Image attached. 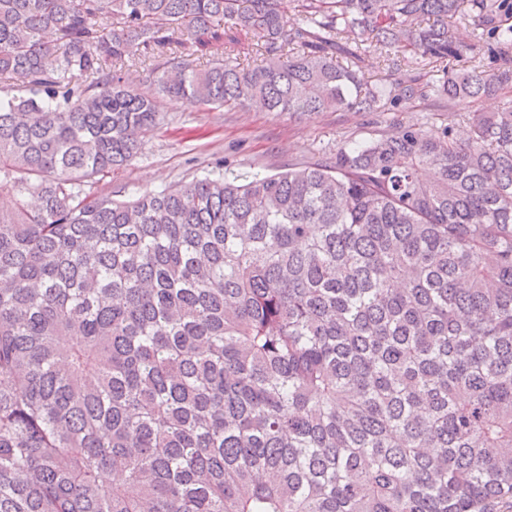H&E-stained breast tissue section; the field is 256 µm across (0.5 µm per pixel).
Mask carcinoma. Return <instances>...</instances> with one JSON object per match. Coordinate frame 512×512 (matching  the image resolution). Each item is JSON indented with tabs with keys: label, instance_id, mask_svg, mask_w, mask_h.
Instances as JSON below:
<instances>
[{
	"label": "carcinoma",
	"instance_id": "cac0c4a2",
	"mask_svg": "<svg viewBox=\"0 0 512 512\" xmlns=\"http://www.w3.org/2000/svg\"><path fill=\"white\" fill-rule=\"evenodd\" d=\"M298 7L288 32L280 0H0V512L512 501V105L465 139L399 126L244 183L98 190L168 102L512 90V67L418 71L479 55L470 22L512 47V0ZM253 44L251 68L219 56ZM353 44L400 53L397 80L367 84ZM146 61L154 99L126 78Z\"/></svg>",
	"mask_w": 512,
	"mask_h": 512
}]
</instances>
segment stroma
<instances>
[{"label": "stroma", "instance_id": "stroma-1", "mask_svg": "<svg viewBox=\"0 0 512 512\" xmlns=\"http://www.w3.org/2000/svg\"><path fill=\"white\" fill-rule=\"evenodd\" d=\"M511 101L501 94L454 104L432 98L385 112L301 116L180 102L169 105L140 154L127 168L113 173L112 184L149 192L191 180L219 159L229 177L271 175L335 152L338 146L389 133L399 125L445 122L463 138L468 132L465 113L495 112Z\"/></svg>", "mask_w": 512, "mask_h": 512}]
</instances>
